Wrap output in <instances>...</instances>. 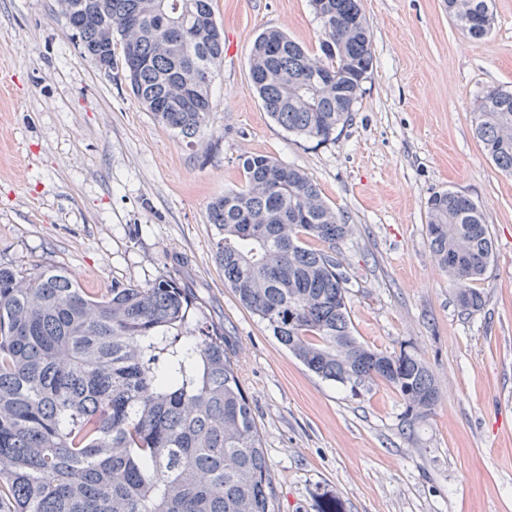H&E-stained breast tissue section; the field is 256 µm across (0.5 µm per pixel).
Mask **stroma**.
I'll return each mask as SVG.
<instances>
[{"label":"stroma","instance_id":"35a3bbf8","mask_svg":"<svg viewBox=\"0 0 512 512\" xmlns=\"http://www.w3.org/2000/svg\"><path fill=\"white\" fill-rule=\"evenodd\" d=\"M492 6L475 40L446 0H362L373 67L352 121L319 145L274 123L249 77L263 28L319 53L309 0H216L224 60L190 146L81 54L58 0H0V265L60 266L94 290L186 280L190 320L234 344L276 512H512V175L473 131L477 95L512 89V0ZM254 153L303 170L352 224L336 256L354 334L425 361L440 392L426 419L404 423L383 383L311 373L225 288L206 207ZM448 190L481 205L495 245L471 316L426 234L427 202Z\"/></svg>","mask_w":512,"mask_h":512}]
</instances>
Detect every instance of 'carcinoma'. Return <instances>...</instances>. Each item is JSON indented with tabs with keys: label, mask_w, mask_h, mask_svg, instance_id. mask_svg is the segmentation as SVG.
<instances>
[{
	"label": "carcinoma",
	"mask_w": 512,
	"mask_h": 512,
	"mask_svg": "<svg viewBox=\"0 0 512 512\" xmlns=\"http://www.w3.org/2000/svg\"><path fill=\"white\" fill-rule=\"evenodd\" d=\"M473 39L491 30V0H447ZM91 60L115 39L104 74L162 126L193 140L212 111L224 58L215 0H60ZM324 39L311 54L275 28L259 32L249 76L265 112L318 144L352 120L373 67L360 0H310ZM94 22L82 21L86 12ZM474 135L512 174V91L474 102ZM244 184L212 200L208 223L224 286L312 373L343 387L382 381L404 421L439 395L427 364L353 334L348 279L336 260L351 225L302 170L266 154L242 162ZM427 236L456 284L461 313L485 305L468 284L494 242L483 209L452 191L427 205ZM195 295L179 277L83 288L63 268L0 265V512H275L263 441L224 332L187 330Z\"/></svg>",
	"instance_id": "cac0c4a2"
}]
</instances>
